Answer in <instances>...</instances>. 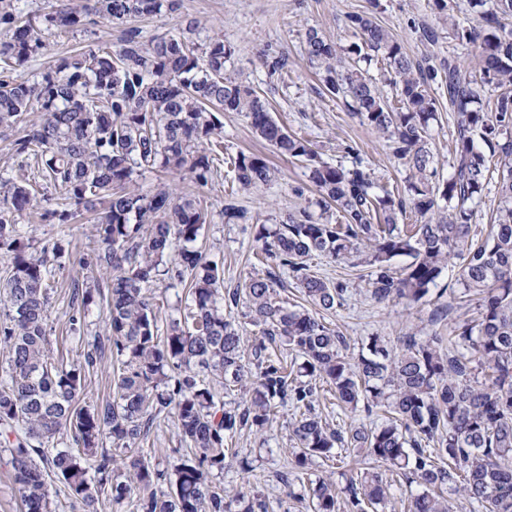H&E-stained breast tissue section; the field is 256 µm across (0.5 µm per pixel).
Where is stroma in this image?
<instances>
[{
	"label": "stroma",
	"instance_id": "stroma-1",
	"mask_svg": "<svg viewBox=\"0 0 512 512\" xmlns=\"http://www.w3.org/2000/svg\"><path fill=\"white\" fill-rule=\"evenodd\" d=\"M180 12L161 13L138 19L144 38L174 32L180 28L184 16L197 18L203 28L196 35L197 43H205L208 36L220 34L234 54L226 64V73L253 86L267 98L274 118L290 132L310 140L324 161L350 166L351 156L345 145L356 147L375 180L387 190L403 189L409 172L395 159L385 145L382 134L362 125L349 107L331 98L314 69L307 61L304 37L307 29L314 28L338 46L348 47L355 37L345 26L352 12L371 14L380 25L391 30L410 58L441 67L455 54V42L447 27L441 26L433 0H182ZM437 28L439 40L428 44L422 40V27ZM121 29L102 22L86 31H56L37 57L30 59L17 73L24 78H35L57 59L93 45L119 47ZM286 54L288 74L276 80L270 78L259 64L261 54ZM440 106L438 120L430 129L429 143L438 161V178L447 180L453 160L454 115L449 112L448 97L441 89H434ZM224 124V156L217 176L207 186L193 183L189 172H164L158 169L135 174L134 185L143 193H152L159 184H166L176 192L195 196L211 218L204 225L195 244L207 259L224 269L225 284H236L248 275L262 272L253 249L254 225L279 223L299 205L293 187L307 184L308 171L295 160L281 159L273 149L252 131L242 114L221 113ZM264 154L277 170L275 179L265 185L245 190L239 188L230 173L229 158L238 152ZM234 196L238 205L247 210L250 220L241 224H227L219 211L227 196ZM24 235L34 249L52 246L65 240L63 256L52 263L55 286L50 293L49 319L50 345L55 357L68 363H80L90 349L95 334L102 331L106 318L104 304L97 303L85 311L84 337L74 340L67 333L71 313L70 293L74 280L90 278V269L79 265V258L93 247L90 228L84 220L72 224H51L42 221L39 210L22 213L18 219ZM437 296L427 303L405 308L400 305L384 306L375 303L364 291H357L336 312L329 314L333 323L351 344H359L369 336H382L388 343H396L398 336L409 328L423 333L447 334L453 317L435 323L433 311L440 306ZM288 410H280L268 433L267 441L245 433L233 440L234 448L247 455L262 475L257 489L270 500L272 512H311L306 505L288 502L280 506L285 496L279 476L283 471L288 441ZM180 446L177 431L171 419H162L157 430L144 442L148 461L160 470H170Z\"/></svg>",
	"mask_w": 512,
	"mask_h": 512
}]
</instances>
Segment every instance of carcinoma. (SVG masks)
Wrapping results in <instances>:
<instances>
[{"mask_svg":"<svg viewBox=\"0 0 512 512\" xmlns=\"http://www.w3.org/2000/svg\"><path fill=\"white\" fill-rule=\"evenodd\" d=\"M434 5L461 53L478 50L481 77L455 59L440 71L426 67L370 16H346L360 37L349 53L365 62L381 56L393 75V104L362 68L345 63L336 44L314 28L305 33L327 93L384 135L410 172L403 194L379 195L358 149L344 147L353 157L349 168L323 161L310 141L274 120L255 88L226 75L232 48L220 35L196 44V19L148 40L128 26L113 52L90 47L63 57L33 82L14 76L54 29L175 13L180 0H55L41 19L23 0H0V128L22 125L14 156L18 167L34 168L31 180L0 174V248L11 254L10 274L0 281V434L10 439L25 512H50L49 470L86 512L98 503L92 473L118 505L138 486L137 512H269L256 487L232 493L213 478L238 459L229 443L245 430L266 435L281 408L291 411L293 446L280 480L286 496L309 499L312 512H379L393 488L381 466L419 488L409 512H452L450 493L471 512H512V28L502 23L512 17V0H470L482 28L449 14L447 0ZM260 65L272 78L288 74L284 54L264 55ZM440 78L456 138L452 172L438 185L428 128L437 115L430 88ZM486 85L503 92L484 107ZM219 112L243 114L258 138L304 163L317 192L309 199L294 187L305 205L278 224L254 225L265 271L229 288L216 263L188 248L208 220L196 199L166 188L129 189L135 169L155 165L186 169L206 186L224 153ZM489 157L497 159L494 172ZM230 163L243 189L274 175L261 154L241 151ZM494 177L498 204L487 236L478 239L472 220ZM41 202L42 219L52 224L95 212L90 233L98 248L79 263L99 278L73 288L72 304L100 299L107 320L79 364L50 355L48 254L56 257L62 247L33 253L16 222ZM408 209L421 223L397 224ZM220 215L226 224L249 220L232 200ZM314 255L367 269L359 279L378 304L417 305L436 290L448 296V310L467 306L473 315L446 336L412 331L391 347L370 336L354 355L325 318L344 305L354 283L316 276L308 264ZM397 256L410 258L399 270L392 266ZM449 267L457 268L455 282L442 286ZM285 274L309 307L279 298ZM182 284L184 316L162 337L149 290ZM238 309L258 329L248 357ZM107 353L120 361L112 399L78 406L85 371ZM321 381L337 408L360 419L333 426L321 410ZM166 411L186 445L170 473L153 468L140 448ZM68 433L78 449L55 444ZM105 438L121 454L100 447ZM349 448L363 453L367 466L343 472L344 484L308 478L316 460L333 461Z\"/></svg>","mask_w":512,"mask_h":512,"instance_id":"obj_1","label":"carcinoma"}]
</instances>
